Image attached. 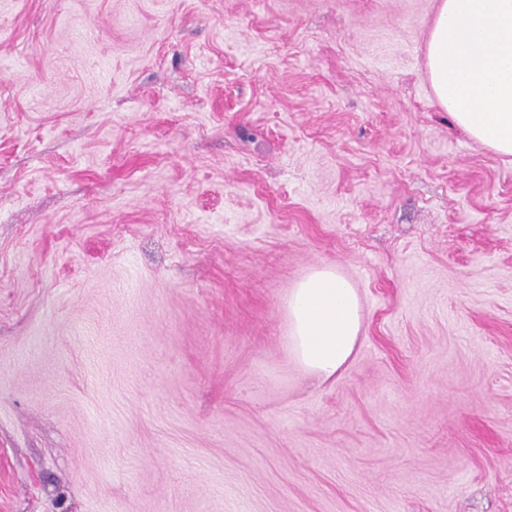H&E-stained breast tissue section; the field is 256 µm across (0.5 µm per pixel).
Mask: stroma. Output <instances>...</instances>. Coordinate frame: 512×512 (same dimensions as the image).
<instances>
[{
  "label": "stroma",
  "mask_w": 512,
  "mask_h": 512,
  "mask_svg": "<svg viewBox=\"0 0 512 512\" xmlns=\"http://www.w3.org/2000/svg\"><path fill=\"white\" fill-rule=\"evenodd\" d=\"M436 7L0 0V512H512V157L438 105ZM288 351L304 376L328 381L351 357L361 330L355 288L331 265H319L292 288Z\"/></svg>",
  "instance_id": "1"
}]
</instances>
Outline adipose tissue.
Returning a JSON list of instances; mask_svg holds the SVG:
<instances>
[{
  "mask_svg": "<svg viewBox=\"0 0 512 512\" xmlns=\"http://www.w3.org/2000/svg\"><path fill=\"white\" fill-rule=\"evenodd\" d=\"M426 75L452 122L489 150L512 156V0H439L426 43ZM288 351L304 376L328 381L361 330L355 288L319 265L292 288Z\"/></svg>",
  "mask_w": 512,
  "mask_h": 512,
  "instance_id": "adipose-tissue-1",
  "label": "adipose tissue"
}]
</instances>
